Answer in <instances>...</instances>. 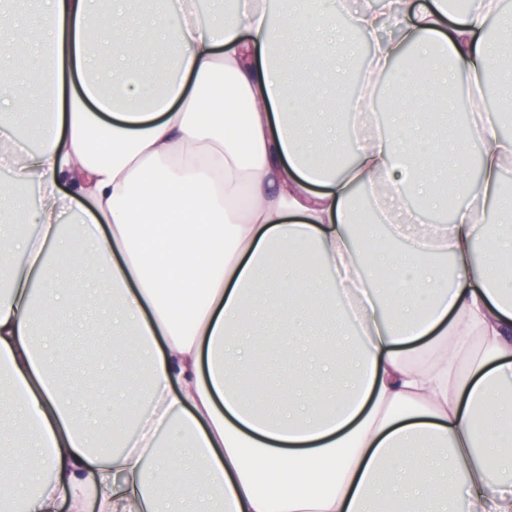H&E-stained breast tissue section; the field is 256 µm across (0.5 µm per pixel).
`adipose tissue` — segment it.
<instances>
[{
  "mask_svg": "<svg viewBox=\"0 0 512 512\" xmlns=\"http://www.w3.org/2000/svg\"><path fill=\"white\" fill-rule=\"evenodd\" d=\"M95 0H41L33 24L42 45L30 68L0 67V112L35 114L13 187L36 183L20 215L0 209L13 232L0 241V401L16 419L15 447L0 480L24 512H512V286L498 269L512 257V223L484 220L487 203L508 208L503 171L512 139L502 115L479 114L464 132L438 134L426 106L435 90L465 97L489 81L512 85V13L502 0H374L349 15L344 0H232L207 22L196 0L181 18L158 5L134 16L116 7L90 26ZM396 33L386 34L385 22ZM153 36L177 57L163 82L126 61ZM361 34L372 54L366 83L344 110L367 124L322 125L270 61V49L305 46L336 57L337 78ZM444 52L429 78L407 76L394 122L378 117L377 88L405 54ZM54 67L49 93L17 82ZM478 152L476 176L467 162ZM462 197L445 224L428 210ZM373 221L355 224L358 192ZM403 241L375 245L378 225ZM88 259L113 296L112 338L137 336L141 355L116 364L132 379L111 434L89 418L106 383L67 394L37 343L46 307L75 295L57 256ZM297 268L282 289L271 257ZM323 307L328 326L355 343L348 371L322 362L295 399L280 383L261 402L240 390L257 347L243 340L247 314L277 319L297 298ZM437 359L413 365L403 347L421 337ZM482 351L470 356V340ZM134 435H127L126 425Z\"/></svg>",
  "mask_w": 512,
  "mask_h": 512,
  "instance_id": "1",
  "label": "adipose tissue"
}]
</instances>
